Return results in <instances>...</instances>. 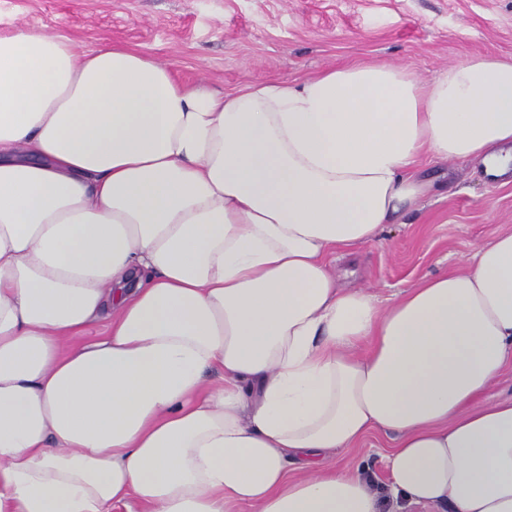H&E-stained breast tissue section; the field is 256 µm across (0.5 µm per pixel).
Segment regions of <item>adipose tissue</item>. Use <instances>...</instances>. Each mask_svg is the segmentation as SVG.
I'll use <instances>...</instances> for the list:
<instances>
[{
  "instance_id": "adipose-tissue-1",
  "label": "adipose tissue",
  "mask_w": 512,
  "mask_h": 512,
  "mask_svg": "<svg viewBox=\"0 0 512 512\" xmlns=\"http://www.w3.org/2000/svg\"><path fill=\"white\" fill-rule=\"evenodd\" d=\"M510 144L512 60L219 95L0 32V512H381L328 463L377 430L395 512H512V397L475 404L512 366V232L383 308L327 262L418 208L421 155L498 177Z\"/></svg>"
}]
</instances>
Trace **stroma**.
I'll list each match as a JSON object with an SVG mask.
<instances>
[{
	"instance_id": "1",
	"label": "stroma",
	"mask_w": 512,
	"mask_h": 512,
	"mask_svg": "<svg viewBox=\"0 0 512 512\" xmlns=\"http://www.w3.org/2000/svg\"><path fill=\"white\" fill-rule=\"evenodd\" d=\"M37 28L82 51L118 44L224 94L260 81H299L327 67L388 63L427 81L474 55L512 58V0H0V32ZM419 210L380 242L337 256L341 284L379 305L425 278L465 269L473 252L512 231V173L425 158ZM391 441L369 435L331 464L360 468L385 492Z\"/></svg>"
}]
</instances>
